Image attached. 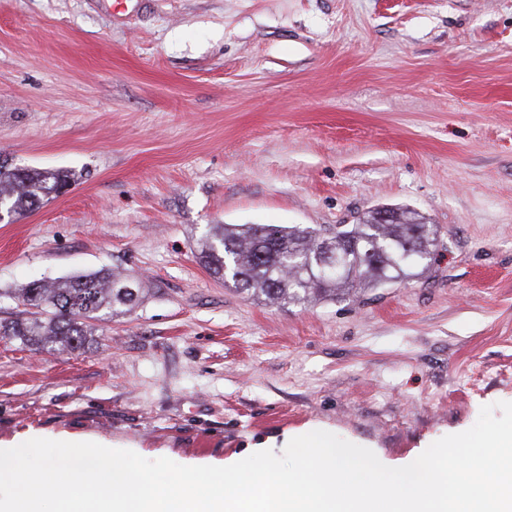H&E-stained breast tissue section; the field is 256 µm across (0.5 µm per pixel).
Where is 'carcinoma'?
Segmentation results:
<instances>
[{
    "mask_svg": "<svg viewBox=\"0 0 512 512\" xmlns=\"http://www.w3.org/2000/svg\"><path fill=\"white\" fill-rule=\"evenodd\" d=\"M69 185L65 170L22 168L0 158L1 213L20 215ZM435 236L434 225L418 214L395 210L384 221L373 212L327 234L298 224H215L198 243L197 258L257 300L320 301L415 278L430 260ZM140 292L138 279L115 269L34 281L11 291L21 310L0 322V335L36 350L76 351L94 335L90 321L130 312Z\"/></svg>",
    "mask_w": 512,
    "mask_h": 512,
    "instance_id": "carcinoma-1",
    "label": "carcinoma"
}]
</instances>
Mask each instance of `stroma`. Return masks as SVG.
Masks as SVG:
<instances>
[{
  "label": "stroma",
  "mask_w": 512,
  "mask_h": 512,
  "mask_svg": "<svg viewBox=\"0 0 512 512\" xmlns=\"http://www.w3.org/2000/svg\"><path fill=\"white\" fill-rule=\"evenodd\" d=\"M0 154L77 176L0 221V321L43 278L144 288L80 350L0 336L1 440L214 466L319 429L399 465L512 402V0H0ZM382 207L437 229L411 281L269 304L195 256Z\"/></svg>",
  "instance_id": "1"
}]
</instances>
